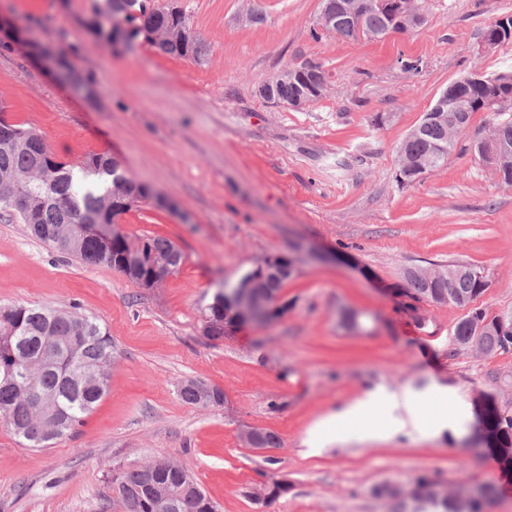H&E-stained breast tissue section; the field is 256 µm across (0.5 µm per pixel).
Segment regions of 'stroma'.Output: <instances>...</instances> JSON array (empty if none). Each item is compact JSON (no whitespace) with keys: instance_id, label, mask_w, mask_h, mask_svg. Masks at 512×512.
<instances>
[{"instance_id":"35a3bbf8","label":"stroma","mask_w":512,"mask_h":512,"mask_svg":"<svg viewBox=\"0 0 512 512\" xmlns=\"http://www.w3.org/2000/svg\"><path fill=\"white\" fill-rule=\"evenodd\" d=\"M104 4L0 0V102L60 161L108 154L175 200L179 213L146 202L122 224L131 238L170 239L186 261L151 291L0 221V307L93 317L116 351L110 388L77 433L30 448L0 422V512H124L112 470L150 459L182 464L218 512H389L371 487L422 474L490 484L488 512H512V462L491 453L478 415L484 394L512 402V354L454 353L463 309L413 310L396 290L408 267L462 261L489 281L476 308L512 310V187L470 148L488 113L472 115L445 166L410 187L395 181L398 147L449 84L512 69V41L481 48L512 0H417L420 27L357 40L312 37L320 0H175L208 46L202 65L105 43L86 26ZM256 10L263 22L245 21ZM19 28L36 47L15 40ZM44 47L94 78L97 101L56 78ZM407 59L419 71H404ZM307 61L328 76L318 100L295 111L259 96L261 83ZM274 253L296 259L280 291L287 313L218 341L202 336L222 283ZM342 307L359 314L358 329L340 326ZM188 379L223 390L224 404L183 402L177 387ZM375 391L415 404L423 431L392 433L386 404L374 415L380 436L357 427L309 450L318 420ZM441 411L455 425L438 435L430 426ZM246 427L276 433L280 447H245ZM275 481L287 493L251 497Z\"/></svg>"}]
</instances>
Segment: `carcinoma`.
Here are the masks:
<instances>
[{"label":"carcinoma","instance_id":"cac0c4a2","mask_svg":"<svg viewBox=\"0 0 512 512\" xmlns=\"http://www.w3.org/2000/svg\"><path fill=\"white\" fill-rule=\"evenodd\" d=\"M130 14L126 21L135 25L138 33H150L159 29L183 27L191 30L190 18L185 13L178 15L157 7L146 11L140 0H127ZM366 31L373 36H382L393 28L392 18L384 12L371 10L364 19ZM157 52L190 60L198 65L207 61V45L196 35L183 44L169 41L149 40ZM270 83L283 103L302 95L301 84L283 76H276ZM458 92L448 93L445 108L454 110L467 108L466 116L475 112L491 115L490 125L500 129L501 136L512 142V114L505 111L511 104L493 102L494 94L484 85H459ZM422 130L400 144V150L413 159L427 160L426 169H398L395 181L402 187L411 186L425 174L443 167L456 144L448 143L443 125L430 119H422ZM13 140L0 141V219L18 221L29 227L33 237L68 254L89 266L116 267L115 256L126 248L122 242L113 246L110 254H101L97 239H81L74 250L63 246L64 237L80 235L82 225L91 224L99 216L104 200L112 195V188L123 180L122 173L112 167V159L104 154H90L76 165L67 163L54 165L41 136L32 128L22 124H11ZM27 193L34 205L29 214L18 212L12 204V195L4 191L5 185ZM143 247L142 273L159 270L164 274L177 273L185 261L182 251L169 239L145 236L133 239ZM452 270L453 282L448 279H426L418 268L405 270L401 293L406 297L424 299L436 305L468 307L489 287V282L477 267L456 262L445 265ZM293 272L281 276H270L263 281L257 295L263 306L260 322L269 323L281 317L276 307V298ZM257 273L246 271L235 281H224L207 305L203 316L213 325V340L224 339V302L237 291L240 284L256 279ZM485 324V333H474L475 323ZM60 340H74L71 348L56 355L52 365L46 367L36 379L38 389L56 396V410L45 411L42 418L55 420L59 432L52 436L38 433L36 406L26 402L21 387L28 381V361L39 355L45 334ZM476 342L486 356L512 352V311L489 316L480 309H471L456 324L453 332L455 353L461 346ZM114 358L112 336L97 321L89 316L63 312L50 306L15 305L0 308V421L11 427L15 435L32 448H45L64 436L73 434L85 423V418L104 397L97 388L81 382L75 369L84 366L95 370L101 363H110ZM180 398L187 404L208 407L204 396L224 392L214 386L195 381L189 387H178ZM484 422L486 435L499 448L503 456L512 461V403L501 405L493 396L488 397ZM428 477H418L411 489L406 490L390 483L372 488V493L390 502V512H453L448 500H426L417 510L410 509V495L421 490ZM112 488L117 490V500L125 512H157L156 490L166 491L172 502L170 512H214L212 502L197 482L180 469H166L150 475L141 465L122 471L112 479Z\"/></svg>","mask_w":512,"mask_h":512}]
</instances>
